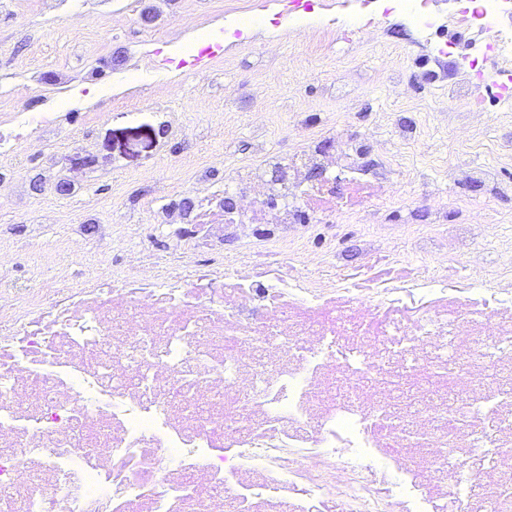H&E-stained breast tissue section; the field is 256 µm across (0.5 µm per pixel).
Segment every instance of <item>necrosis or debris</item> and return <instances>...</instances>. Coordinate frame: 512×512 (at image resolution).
<instances>
[{
  "label": "necrosis or debris",
  "mask_w": 512,
  "mask_h": 512,
  "mask_svg": "<svg viewBox=\"0 0 512 512\" xmlns=\"http://www.w3.org/2000/svg\"><path fill=\"white\" fill-rule=\"evenodd\" d=\"M409 0L426 34L484 39L512 64V0ZM390 181L344 137L237 171L236 210L198 178L197 211L151 209L176 241L119 277L37 295L0 287V489L35 482L28 512H512V269L456 288L474 225H401L398 260L433 267L360 288L328 250L289 273L309 170ZM245 252L229 256L226 242Z\"/></svg>",
  "instance_id": "4bbe7bcc"
}]
</instances>
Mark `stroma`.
Listing matches in <instances>:
<instances>
[{
  "mask_svg": "<svg viewBox=\"0 0 512 512\" xmlns=\"http://www.w3.org/2000/svg\"><path fill=\"white\" fill-rule=\"evenodd\" d=\"M287 0H0V114L64 108L50 131L17 142L0 166V244L14 245L0 259V284L41 287L58 279L72 284L99 272L102 254L126 262L148 252L169 255L166 228L147 223L144 206L179 205L193 198L192 180L204 174L219 185L254 159L259 148L288 155L296 142L288 127L301 124L330 146L335 132L383 152L395 169L398 202L393 224H431L418 198L440 190L470 211L492 207L488 237L474 239L476 263L459 268L474 281L483 265L512 258V165L499 159L512 142V111L489 112L472 131L466 112L447 109L448 92L464 68L468 38L458 35L452 53L418 39L401 7L380 0H315L306 21L286 17ZM256 14L257 27L235 31V41L208 69L180 67L165 48L187 34ZM373 24L374 39L350 41L342 29ZM130 82L115 95L112 86ZM88 84L101 97L95 106L72 104ZM181 131L172 134L170 116ZM494 169L495 184L456 185V169ZM69 177L76 191L59 196L53 182ZM370 224H340L335 241L326 229L303 225L309 251L335 244L349 274L364 287L410 272L423 263L412 255L398 264L365 255Z\"/></svg>",
  "mask_w": 512,
  "mask_h": 512,
  "instance_id": "35a3bbf8",
  "label": "stroma"
}]
</instances>
